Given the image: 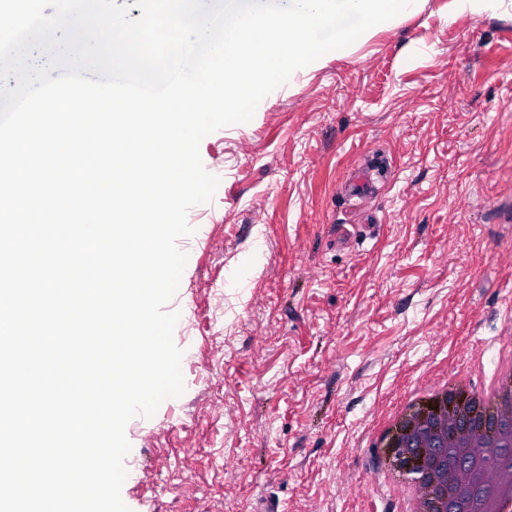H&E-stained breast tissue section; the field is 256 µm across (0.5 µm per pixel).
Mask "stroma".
<instances>
[{"mask_svg":"<svg viewBox=\"0 0 512 512\" xmlns=\"http://www.w3.org/2000/svg\"><path fill=\"white\" fill-rule=\"evenodd\" d=\"M200 154L219 185L165 306L185 392L128 423L124 503L404 512L391 414L512 346V9L418 0Z\"/></svg>","mask_w":512,"mask_h":512,"instance_id":"35a3bbf8","label":"stroma"}]
</instances>
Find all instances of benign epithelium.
Masks as SVG:
<instances>
[{
	"label": "benign epithelium",
	"mask_w": 512,
	"mask_h": 512,
	"mask_svg": "<svg viewBox=\"0 0 512 512\" xmlns=\"http://www.w3.org/2000/svg\"><path fill=\"white\" fill-rule=\"evenodd\" d=\"M445 445L456 450V463L450 467L437 461L439 447ZM481 445V439L469 429L466 409L459 408L451 415L439 411L427 421L422 412L415 411L395 428L387 453L397 470L415 475L426 503L442 498L453 505L469 487V459Z\"/></svg>",
	"instance_id": "7a95c632"
}]
</instances>
